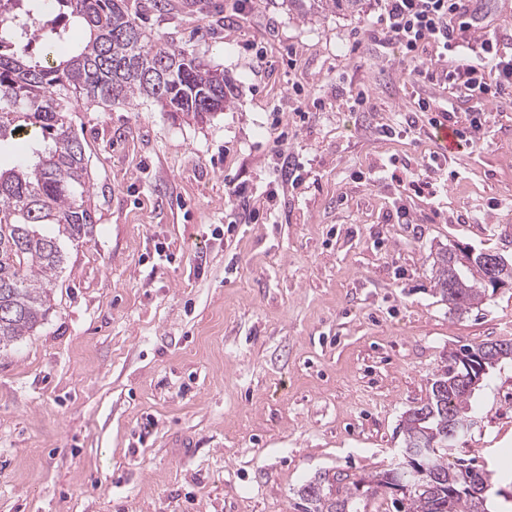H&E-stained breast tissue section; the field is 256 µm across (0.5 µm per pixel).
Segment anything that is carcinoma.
Returning <instances> with one entry per match:
<instances>
[{
  "instance_id": "cac0c4a2",
  "label": "carcinoma",
  "mask_w": 512,
  "mask_h": 512,
  "mask_svg": "<svg viewBox=\"0 0 512 512\" xmlns=\"http://www.w3.org/2000/svg\"><path fill=\"white\" fill-rule=\"evenodd\" d=\"M55 16L43 18L41 0H0V146L40 136L44 147L30 164L0 168V351L30 336L51 308V294L66 260L64 241L80 242L95 223L88 160L82 139L67 114L86 108L130 105L148 99L165 112L202 122L224 110L231 86L187 49L137 23L127 0H50ZM362 0H289L303 13L338 5L354 13ZM85 32L67 47V26ZM40 40V56L21 54L17 39ZM490 274L481 252L464 247L444 251L435 270L436 292L450 309L465 312L478 303ZM470 347L512 363V339ZM449 352L427 400L403 414L406 448L435 445L424 458L427 475L388 468L336 487L323 475L304 485V512H359L367 492L396 495L407 490L408 512H492L488 497L467 491L464 475L490 485L486 470L461 471L448 462L454 433L476 419L475 391L458 378Z\"/></svg>"
}]
</instances>
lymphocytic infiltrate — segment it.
<instances>
[{"label":"lymphocytic infiltrate","mask_w":512,"mask_h":512,"mask_svg":"<svg viewBox=\"0 0 512 512\" xmlns=\"http://www.w3.org/2000/svg\"><path fill=\"white\" fill-rule=\"evenodd\" d=\"M469 0H379L380 13L367 32L379 46H395L400 66L415 80L444 77L468 98L498 99L512 94V43L469 38ZM443 69H436V62ZM429 126L449 124L469 147L484 139L482 111L458 126L455 107L422 98L417 102Z\"/></svg>","instance_id":"obj_1"}]
</instances>
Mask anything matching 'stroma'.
<instances>
[{"mask_svg": "<svg viewBox=\"0 0 512 512\" xmlns=\"http://www.w3.org/2000/svg\"><path fill=\"white\" fill-rule=\"evenodd\" d=\"M166 3L128 0L224 72L229 102L202 123L143 99L70 113L95 224L46 320L0 352V512H302L318 476L348 484L395 461L401 416L448 351L512 338V286L463 313L434 290L438 250L512 257V96L410 81L395 48L355 36L377 0L307 15L288 0ZM421 97L483 111L481 145L444 158L428 129L383 136ZM276 112L302 182L274 223L225 235L226 179L261 191L279 164ZM430 159L423 194L391 180L390 163ZM475 401L463 445L493 475V512H512V365Z\"/></svg>", "mask_w": 512, "mask_h": 512, "instance_id": "obj_1", "label": "stroma"}]
</instances>
